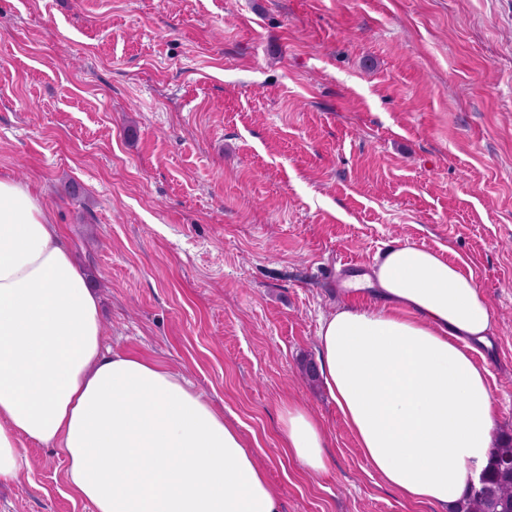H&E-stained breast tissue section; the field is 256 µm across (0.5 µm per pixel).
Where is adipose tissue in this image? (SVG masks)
I'll list each match as a JSON object with an SVG mask.
<instances>
[{"mask_svg": "<svg viewBox=\"0 0 512 512\" xmlns=\"http://www.w3.org/2000/svg\"><path fill=\"white\" fill-rule=\"evenodd\" d=\"M28 187L0 180V483L29 469L30 440L59 449L94 512H279L276 487L223 411L161 363L103 346L100 302ZM376 302L322 319L319 372L373 471L441 512L465 495L494 446L491 312L472 274L438 252L386 250ZM308 472L330 466L303 404L281 416Z\"/></svg>", "mask_w": 512, "mask_h": 512, "instance_id": "adipose-tissue-1", "label": "adipose tissue"}]
</instances>
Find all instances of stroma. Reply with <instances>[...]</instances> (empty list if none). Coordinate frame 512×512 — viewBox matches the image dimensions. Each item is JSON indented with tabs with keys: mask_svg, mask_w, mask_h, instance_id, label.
<instances>
[{
	"mask_svg": "<svg viewBox=\"0 0 512 512\" xmlns=\"http://www.w3.org/2000/svg\"><path fill=\"white\" fill-rule=\"evenodd\" d=\"M2 178L61 225L105 344L222 410L280 512H437L382 483L303 370L389 247L473 274L512 430V0H0ZM290 400L325 473L283 448ZM24 451L0 512H93L59 450ZM284 448L308 472L324 473L330 459L320 423L303 404L288 401L281 416Z\"/></svg>",
	"mask_w": 512,
	"mask_h": 512,
	"instance_id": "stroma-1",
	"label": "stroma"
}]
</instances>
